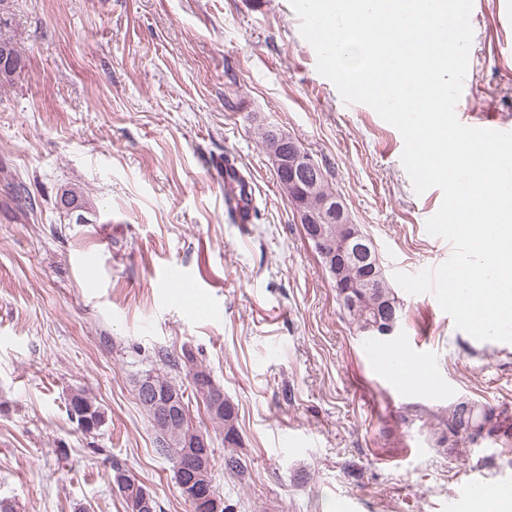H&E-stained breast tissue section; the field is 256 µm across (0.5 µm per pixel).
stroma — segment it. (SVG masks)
Segmentation results:
<instances>
[{
  "instance_id": "1",
  "label": "stroma",
  "mask_w": 512,
  "mask_h": 512,
  "mask_svg": "<svg viewBox=\"0 0 512 512\" xmlns=\"http://www.w3.org/2000/svg\"><path fill=\"white\" fill-rule=\"evenodd\" d=\"M25 68L0 86V502L17 512H126L120 464L157 512H192L135 382L190 351L238 412L249 481L214 477L233 512H473L512 489V437L436 446L423 417L471 400L512 416V343L457 329L402 293L397 340L437 385L414 395L370 363L259 142L293 136L323 168L387 274L448 259L399 131L316 69L289 0H8ZM460 107L512 125V0H473ZM231 155L256 188L251 223L211 173ZM84 194L86 223L60 202ZM95 254L96 274L84 269ZM83 390L97 432L66 411ZM67 412L82 433L92 434L105 424V412L83 392L73 393L68 401ZM97 426L92 431V426ZM479 492L486 497L496 498L505 493H510V490L506 489L501 484H479L477 485ZM479 494H476V504L480 509H496V510H509L510 501L505 498L504 500L487 499ZM488 509V510H489Z\"/></svg>"
}]
</instances>
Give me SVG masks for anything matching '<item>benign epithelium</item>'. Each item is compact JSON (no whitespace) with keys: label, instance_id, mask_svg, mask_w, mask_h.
Listing matches in <instances>:
<instances>
[{"label":"benign epithelium","instance_id":"obj_1","mask_svg":"<svg viewBox=\"0 0 512 512\" xmlns=\"http://www.w3.org/2000/svg\"><path fill=\"white\" fill-rule=\"evenodd\" d=\"M266 140L268 155L275 172L281 176L282 190L288 193L297 223L302 225L305 238L321 254L343 306L367 307L369 296L378 287L374 268L379 254L372 239L357 231L340 196L323 188L321 167L295 138L268 130ZM336 226L343 228V234L334 239ZM371 326L379 336L394 335L399 321L393 306L380 304ZM138 388L141 404L151 410L159 425L177 423L183 406L181 394L160 390L152 378L141 381ZM195 389L212 409L224 408L226 398L222 389L201 381L195 384ZM184 448L194 464L180 472L183 495L195 501L198 512H221L223 500L209 489L206 478L211 468L208 436L198 429L193 438L184 442Z\"/></svg>","mask_w":512,"mask_h":512}]
</instances>
